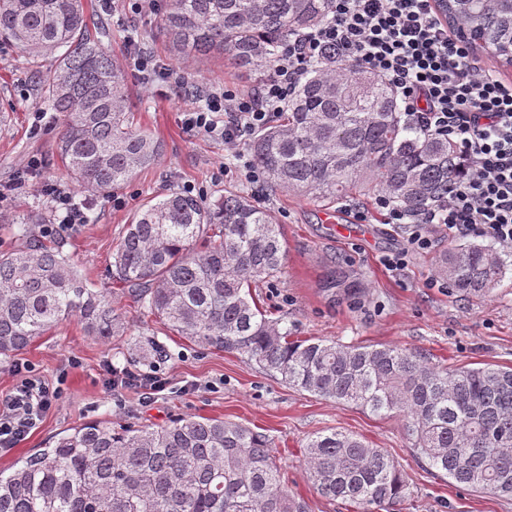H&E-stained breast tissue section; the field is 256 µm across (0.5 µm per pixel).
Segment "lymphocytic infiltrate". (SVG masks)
Here are the masks:
<instances>
[{
    "label": "lymphocytic infiltrate",
    "instance_id": "1",
    "mask_svg": "<svg viewBox=\"0 0 512 512\" xmlns=\"http://www.w3.org/2000/svg\"><path fill=\"white\" fill-rule=\"evenodd\" d=\"M330 48L388 81L410 123L453 140L464 165L445 201L420 222L389 210V222L405 229V243L386 257L388 269H403L410 255L429 250L442 236L486 238L511 249L512 80L502 79L449 31L435 0H332L323 25L281 46L257 90L213 86L206 105L184 111V127L220 134L225 151L240 155L244 138L272 120L306 68ZM61 394V385L20 374L0 397V451L17 447Z\"/></svg>",
    "mask_w": 512,
    "mask_h": 512
}]
</instances>
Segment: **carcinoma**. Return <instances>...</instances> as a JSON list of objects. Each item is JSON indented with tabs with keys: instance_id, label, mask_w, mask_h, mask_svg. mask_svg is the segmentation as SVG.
<instances>
[{
	"instance_id": "carcinoma-1",
	"label": "carcinoma",
	"mask_w": 512,
	"mask_h": 512,
	"mask_svg": "<svg viewBox=\"0 0 512 512\" xmlns=\"http://www.w3.org/2000/svg\"><path fill=\"white\" fill-rule=\"evenodd\" d=\"M448 25L512 67V0H439ZM331 0H164L161 27L178 54L221 55L238 71L273 67L281 44L329 18ZM82 0H0V38L34 56L59 49L42 75L43 103L62 116L57 157L83 190L110 191L155 165L163 144L134 123L127 72L105 49ZM281 119L249 143L269 187L325 206L370 192L417 220L448 195L462 160L450 140L413 129L394 90L330 50L302 77ZM42 208L19 218L0 252V355L78 319L107 341L127 326L64 252L36 233ZM274 216L236 190L209 204L174 192L137 210L112 252L109 276L169 331L203 351L236 353L300 391L377 416H398L414 455L456 483L512 498V366L448 369L400 345L301 339L268 318L251 288L277 278L284 250ZM436 274L482 297L512 271V254L461 241ZM332 296L359 278L327 265ZM317 492L352 512H391L408 485L387 452L338 430L304 447ZM0 512H307L288 494L269 439L222 418L155 428L89 422L0 474Z\"/></svg>"
}]
</instances>
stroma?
Returning <instances> with one entry per match:
<instances>
[{"instance_id": "1", "label": "stroma", "mask_w": 512, "mask_h": 512, "mask_svg": "<svg viewBox=\"0 0 512 512\" xmlns=\"http://www.w3.org/2000/svg\"><path fill=\"white\" fill-rule=\"evenodd\" d=\"M89 10L107 31L104 47L126 59L128 35L167 67L152 87L129 74L128 107L138 127L164 144L156 165L141 171L112 192L94 196L86 223L64 230L65 252L95 289L112 291V304L122 313L128 332L103 342L88 336L78 320L66 322L36 339L10 358L0 357V395L17 381L15 366L25 365L48 381L63 380L58 405L16 448L0 453V472L10 473L18 461L52 446L60 436L91 421L113 426H163L184 416L220 417L265 434L288 467V488L310 512H346L341 501L321 497L308 479L300 449L309 439L337 429L384 449L405 475L409 489L394 512H512V499L475 492L450 482L417 459L398 418H382L354 405H339L289 387L261 372L239 355L207 353L171 335L154 318L113 285L106 276L112 248L132 214L172 190L192 187L209 202L232 187L272 211L282 224L286 259L281 275L255 288L268 317L283 320L292 335L341 344H397L421 351L433 362L473 367L512 365V273L482 298H467L452 288H432L438 251L449 247L439 239L433 250L414 255L398 274L382 264L384 255L402 247L404 239L389 224L374 196L326 208L303 197L272 192L252 183L244 170L224 168V144L204 134L187 132L181 111L214 84L240 91L256 89L266 69L235 70L218 57L173 56L160 32V15L117 21L99 0ZM44 88L33 65L19 48L0 44V250L16 243V219L31 207L52 209L48 186L83 192L56 156L58 113L45 109ZM365 212L366 221L356 219ZM337 261L359 277L365 288L356 300L330 302L321 288L325 265ZM163 349L147 352L148 342ZM165 378L167 388L146 397L141 388L106 387L108 365Z\"/></svg>"}]
</instances>
